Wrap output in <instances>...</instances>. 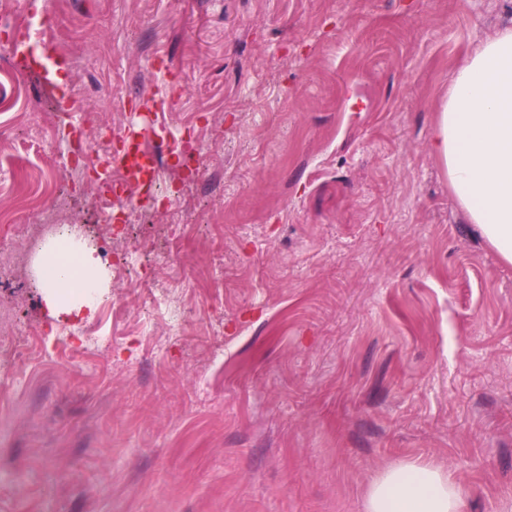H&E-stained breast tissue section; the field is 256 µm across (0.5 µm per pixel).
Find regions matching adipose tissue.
I'll use <instances>...</instances> for the list:
<instances>
[{"instance_id": "adipose-tissue-1", "label": "adipose tissue", "mask_w": 512, "mask_h": 512, "mask_svg": "<svg viewBox=\"0 0 512 512\" xmlns=\"http://www.w3.org/2000/svg\"><path fill=\"white\" fill-rule=\"evenodd\" d=\"M461 208L502 260L512 263V28L487 40L457 70L432 140ZM51 302L72 316L91 309L106 272L72 241L35 265ZM467 493L445 467L397 464L365 493L366 512H463Z\"/></svg>"}]
</instances>
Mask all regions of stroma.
<instances>
[{"label":"stroma","mask_w":512,"mask_h":512,"mask_svg":"<svg viewBox=\"0 0 512 512\" xmlns=\"http://www.w3.org/2000/svg\"><path fill=\"white\" fill-rule=\"evenodd\" d=\"M18 2L0 204L58 155L47 207L115 255L81 319L0 278V512H365L402 462L512 512V264L431 149L512 0ZM147 122L156 198L101 209L66 155Z\"/></svg>","instance_id":"stroma-1"}]
</instances>
